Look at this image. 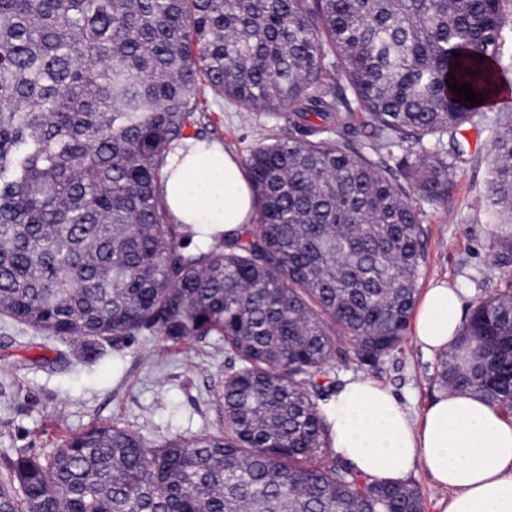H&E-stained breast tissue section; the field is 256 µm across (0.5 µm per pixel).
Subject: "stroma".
<instances>
[{"instance_id": "obj_1", "label": "stroma", "mask_w": 512, "mask_h": 512, "mask_svg": "<svg viewBox=\"0 0 512 512\" xmlns=\"http://www.w3.org/2000/svg\"><path fill=\"white\" fill-rule=\"evenodd\" d=\"M206 133L238 159H246L260 137L279 135L280 125L261 112H238L227 102L207 100ZM467 162L447 202L425 205L426 265L419 290L445 280L463 292V309L477 298L512 284V267L496 265L488 248L494 230L485 204L491 131H463ZM45 335L0 320V455L19 450L47 453L58 440L96 422H115L139 431L148 445L221 426L217 390L237 361L223 342L173 344L159 336L137 335L99 351L73 343L63 366L41 368ZM438 353L405 337L377 365L333 360L338 384L364 377L390 388L412 416L435 398Z\"/></svg>"}]
</instances>
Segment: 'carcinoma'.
<instances>
[{"label": "carcinoma", "instance_id": "obj_1", "mask_svg": "<svg viewBox=\"0 0 512 512\" xmlns=\"http://www.w3.org/2000/svg\"><path fill=\"white\" fill-rule=\"evenodd\" d=\"M509 41L512 0H0V316L90 347L216 337L240 362L223 431L149 446L98 423L6 455L0 512H425L414 480L330 453L319 401L344 345L374 366L406 336L427 235L410 196L448 198ZM208 93L283 131L245 160L257 220L230 235L165 202ZM492 131L509 267L512 118ZM435 382L512 417L511 290L475 301Z\"/></svg>", "mask_w": 512, "mask_h": 512}]
</instances>
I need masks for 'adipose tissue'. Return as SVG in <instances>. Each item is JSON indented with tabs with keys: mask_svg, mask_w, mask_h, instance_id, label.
Listing matches in <instances>:
<instances>
[{
	"mask_svg": "<svg viewBox=\"0 0 512 512\" xmlns=\"http://www.w3.org/2000/svg\"><path fill=\"white\" fill-rule=\"evenodd\" d=\"M165 201L179 224L227 233L255 221L244 168L222 144L175 148L164 170ZM461 294L440 281L415 313L413 338L424 349L452 350L462 325ZM324 410L331 447L356 470L379 481H404L424 465L445 488L440 512H512V417L469 392H442L412 418L382 384L358 378Z\"/></svg>",
	"mask_w": 512,
	"mask_h": 512,
	"instance_id": "1",
	"label": "adipose tissue"
}]
</instances>
